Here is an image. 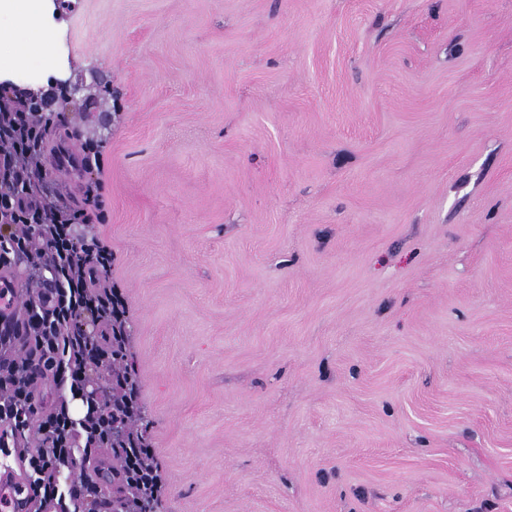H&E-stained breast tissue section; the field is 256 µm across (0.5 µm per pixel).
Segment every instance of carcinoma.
<instances>
[{
  "instance_id": "1",
  "label": "carcinoma",
  "mask_w": 512,
  "mask_h": 512,
  "mask_svg": "<svg viewBox=\"0 0 512 512\" xmlns=\"http://www.w3.org/2000/svg\"><path fill=\"white\" fill-rule=\"evenodd\" d=\"M34 249L11 248L10 269L24 268L42 279L29 293L23 310L10 322V341L0 346V449L20 448L38 457L41 464L26 467L31 483L55 480L63 471H87L105 492L92 501L71 499L67 512H160L159 490L151 479L133 472L130 454L150 451L148 422L139 400L138 376L129 350L130 322L125 311L112 307V330L97 319L82 318L65 329L73 349L64 357L36 350L26 325L45 313V297L55 287L47 282L43 266L47 241L36 229ZM67 363L84 371L85 378L70 389L83 401L105 397L112 413L74 432L75 453L58 451L55 435L46 423L62 415L65 397L60 390L59 367Z\"/></svg>"
}]
</instances>
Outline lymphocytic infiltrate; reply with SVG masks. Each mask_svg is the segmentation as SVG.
<instances>
[{"instance_id":"1","label":"lymphocytic infiltrate","mask_w":512,"mask_h":512,"mask_svg":"<svg viewBox=\"0 0 512 512\" xmlns=\"http://www.w3.org/2000/svg\"><path fill=\"white\" fill-rule=\"evenodd\" d=\"M34 106L29 96L0 97V239L27 247L29 226L43 225L50 238L47 259L64 283L51 299L50 316L75 321L95 307L101 322H111L112 251L102 242L78 238L74 225L90 223V216L39 185L45 122Z\"/></svg>"}]
</instances>
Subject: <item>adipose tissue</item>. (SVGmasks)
I'll list each match as a JSON object with an SVG mask.
<instances>
[{"mask_svg": "<svg viewBox=\"0 0 512 512\" xmlns=\"http://www.w3.org/2000/svg\"><path fill=\"white\" fill-rule=\"evenodd\" d=\"M51 9V0H0V81L53 69L52 30L40 24Z\"/></svg>", "mask_w": 512, "mask_h": 512, "instance_id": "obj_1", "label": "adipose tissue"}]
</instances>
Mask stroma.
Returning <instances> with one entry per match:
<instances>
[{
	"mask_svg": "<svg viewBox=\"0 0 512 512\" xmlns=\"http://www.w3.org/2000/svg\"><path fill=\"white\" fill-rule=\"evenodd\" d=\"M161 512H512V0H71Z\"/></svg>",
	"mask_w": 512,
	"mask_h": 512,
	"instance_id": "35a3bbf8",
	"label": "stroma"
}]
</instances>
